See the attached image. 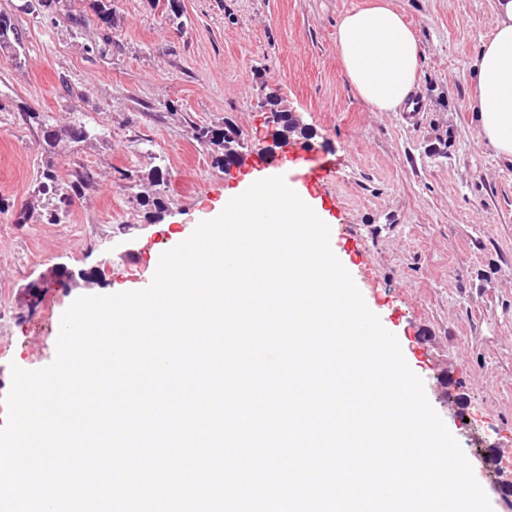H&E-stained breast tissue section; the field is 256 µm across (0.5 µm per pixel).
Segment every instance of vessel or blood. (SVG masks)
<instances>
[{
    "mask_svg": "<svg viewBox=\"0 0 512 512\" xmlns=\"http://www.w3.org/2000/svg\"><path fill=\"white\" fill-rule=\"evenodd\" d=\"M339 163L333 152L308 145L285 146L279 164L268 166L269 176L283 177L286 184L308 196L325 194L339 174Z\"/></svg>",
    "mask_w": 512,
    "mask_h": 512,
    "instance_id": "vessel-or-blood-1",
    "label": "vessel or blood"
}]
</instances>
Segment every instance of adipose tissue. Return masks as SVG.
<instances>
[{
  "label": "adipose tissue",
  "mask_w": 512,
  "mask_h": 512,
  "mask_svg": "<svg viewBox=\"0 0 512 512\" xmlns=\"http://www.w3.org/2000/svg\"><path fill=\"white\" fill-rule=\"evenodd\" d=\"M497 24L472 69V108L483 143L512 160V0H495ZM336 49L358 97L377 112L399 108L421 68L423 49L391 0L348 11L338 22Z\"/></svg>",
  "instance_id": "adipose-tissue-1"
}]
</instances>
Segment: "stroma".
Returning a JSON list of instances; mask_svg holds the SVG:
<instances>
[{"label":"stroma","instance_id":"stroma-1","mask_svg":"<svg viewBox=\"0 0 512 512\" xmlns=\"http://www.w3.org/2000/svg\"><path fill=\"white\" fill-rule=\"evenodd\" d=\"M23 2L0 0L23 34L20 61L0 57V428L11 365L54 360L73 301L148 287L158 257L243 181L240 164H218V148L197 142V127L232 126L243 156L272 159L275 105L336 152L329 193L347 229L331 249L396 336L493 512H512L497 490L512 449V161L479 139L471 108L491 0H396L424 47L414 121L401 108L372 111L342 71L337 23L366 0H114L109 44L93 0H54L40 15ZM25 109L44 129L80 124L90 136L47 153ZM46 170L66 191L79 171L95 182L57 224L36 191ZM58 267L95 283L60 287ZM34 282L43 288L32 297Z\"/></svg>","mask_w":512,"mask_h":512}]
</instances>
